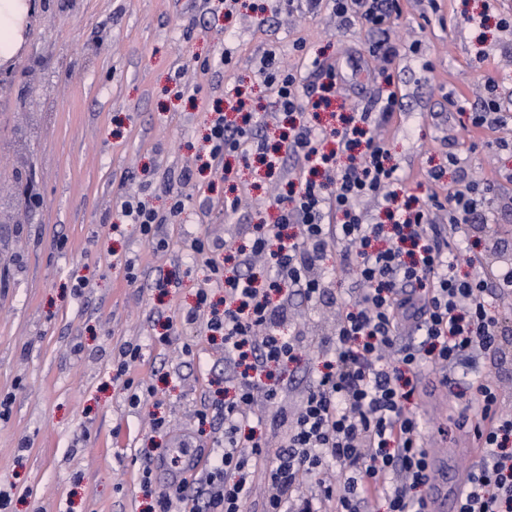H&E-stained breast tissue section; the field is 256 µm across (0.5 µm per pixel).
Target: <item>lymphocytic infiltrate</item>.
Listing matches in <instances>:
<instances>
[{
  "label": "lymphocytic infiltrate",
  "instance_id": "obj_1",
  "mask_svg": "<svg viewBox=\"0 0 512 512\" xmlns=\"http://www.w3.org/2000/svg\"><path fill=\"white\" fill-rule=\"evenodd\" d=\"M328 3L339 29L359 27L381 32L400 15V0H309V10ZM316 80L304 84L300 71L276 53H266L259 76L275 92V107L299 121L281 133L277 151L297 160L303 170L296 190L275 200L273 223L249 225L250 254L268 259L265 278L228 276L208 240L190 248L204 259L206 287L185 314L188 323L206 318L211 334L224 340V360L237 367L233 394L224 401L225 446L211 454L201 478L157 489L150 466L140 485L153 501L152 512H243L250 478L259 460H267L270 492L264 512H426L423 493L430 482L423 427L411 403L419 394L421 369L440 372L451 389L455 365L500 351V321L486 301L488 288L512 295V264L486 273L483 257L500 251L495 235H485L481 253L470 256L469 273L458 271L449 242L468 240L469 230L489 221L491 210H512L493 181L465 178L460 189L444 193L447 166L427 171L432 191L425 205L396 208L392 190L398 168L372 129L369 110L342 116L341 127L321 124L319 114L341 92L342 72L316 67ZM261 123L243 100L229 109H212L206 141L210 162L226 156L249 161L263 153ZM166 210L146 195L121 203L126 223L137 225L153 248L167 249L162 225L183 213L178 183L165 188ZM388 203L389 221H367L364 203ZM335 249L336 275L359 288L337 295L336 327L327 343L334 358L306 389L295 414L278 409V372L304 350L300 336L285 334L288 309L272 304L271 294L291 291L307 301L323 298L332 283L324 271L328 249ZM224 289V307L209 302V287ZM420 332L419 343L406 341L407 328ZM465 391L459 427H470L483 450L481 465L470 469L459 512H512V419L500 412L498 384L477 373ZM277 408L288 434L275 457L252 424L258 400ZM336 466L339 480L325 479Z\"/></svg>",
  "mask_w": 512,
  "mask_h": 512
}]
</instances>
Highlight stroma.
I'll use <instances>...</instances> for the list:
<instances>
[{
    "mask_svg": "<svg viewBox=\"0 0 512 512\" xmlns=\"http://www.w3.org/2000/svg\"><path fill=\"white\" fill-rule=\"evenodd\" d=\"M387 35L400 55L391 65L403 109L381 128L406 180L400 198L427 203L424 171L456 154L469 174L498 179L512 170V125L470 130L460 103L480 105L494 80L512 107V0H402ZM26 40L19 67L0 82V494L9 512H151L139 486L150 463L160 467L177 439L201 455L224 444V419L204 429L194 420L203 405L220 406L233 369L221 342L208 341L203 322L185 323L207 269L188 250L193 237L239 244L247 225L273 219V198L301 175L283 158L267 172L232 160L229 181L200 172L207 113L241 87L261 108L262 136L275 141L282 117L274 92L257 75L265 51L343 67L341 101L360 110L381 96L369 58L370 33L341 31L328 8L274 13L268 0H47ZM303 43L304 52L293 49ZM209 60L200 70L197 60ZM35 170L45 203L28 207L17 172ZM188 172L185 211L162 227L169 248L157 252L133 224H119L122 197L152 183L153 203L165 208L166 181ZM237 186L235 216L218 201ZM133 261L136 280L125 263ZM84 288L74 289L75 279ZM285 333L303 336L299 361L282 370L279 405L298 408L305 388L331 350L336 305L285 294ZM503 322L504 372L485 363L512 414V298L495 302ZM173 322L168 343L155 341ZM143 358L131 375L149 388L138 405L114 379L124 344ZM413 407L426 428L425 445H443L461 470L479 457L463 453L472 435L458 427L461 408L434 374L423 375ZM163 429H155L156 419Z\"/></svg>",
    "mask_w": 512,
    "mask_h": 512,
    "instance_id": "1",
    "label": "stroma"
}]
</instances>
